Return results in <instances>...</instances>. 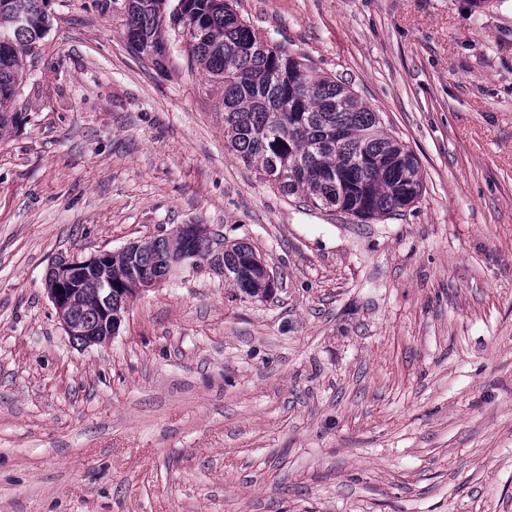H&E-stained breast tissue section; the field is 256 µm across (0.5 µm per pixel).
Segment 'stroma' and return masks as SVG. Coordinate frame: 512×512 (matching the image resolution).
<instances>
[{"instance_id": "35a3bbf8", "label": "stroma", "mask_w": 512, "mask_h": 512, "mask_svg": "<svg viewBox=\"0 0 512 512\" xmlns=\"http://www.w3.org/2000/svg\"><path fill=\"white\" fill-rule=\"evenodd\" d=\"M416 155L420 198L362 221L280 194L224 106L124 0H50L0 141V512H512V0H235ZM202 224L278 282L205 263L85 347L55 261ZM260 263L261 258L249 243L225 239L224 254L219 262L224 268V278L246 295L266 298L272 291L265 279L257 274Z\"/></svg>"}]
</instances>
